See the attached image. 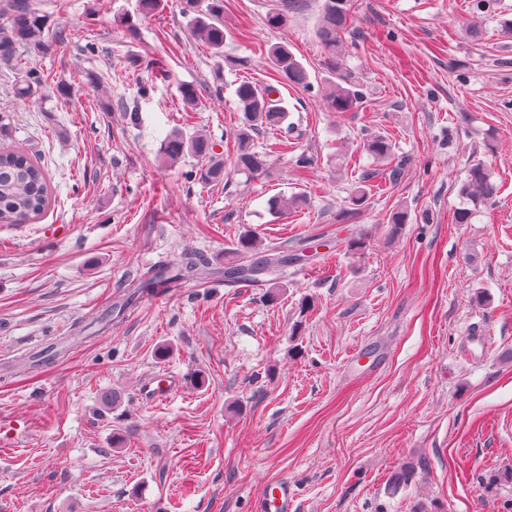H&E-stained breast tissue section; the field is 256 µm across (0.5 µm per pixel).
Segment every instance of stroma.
I'll use <instances>...</instances> for the list:
<instances>
[{
	"label": "stroma",
	"instance_id": "35a3bbf8",
	"mask_svg": "<svg viewBox=\"0 0 512 512\" xmlns=\"http://www.w3.org/2000/svg\"><path fill=\"white\" fill-rule=\"evenodd\" d=\"M38 3L54 51L0 66V144L40 156L51 187L40 216L0 224V427L13 428L0 512H264L281 481L293 512H512V33L500 27L512 0L484 13L471 0H349L338 56L366 98L342 115L321 91L324 0L279 29L266 24L276 0H224L220 54L181 0L150 15L138 0ZM278 44L307 86L272 67ZM31 69L42 97L16 96ZM243 80L276 86L288 111L253 132L267 155L253 177L232 164ZM176 128L215 142L223 180L189 178L191 155L164 162ZM374 134L402 173L372 189L365 249H307L271 303L264 287L225 284L224 250L244 232L284 249L320 225L349 235L336 216L375 165L363 151ZM340 149L359 167H338ZM475 163L496 190L458 224ZM298 193L302 208L269 213L271 196ZM52 224L70 230L53 238ZM185 250L214 275L89 330L129 274ZM158 376L179 392L147 399ZM111 390L120 399L103 406ZM406 465L412 483L393 488Z\"/></svg>",
	"mask_w": 512,
	"mask_h": 512
}]
</instances>
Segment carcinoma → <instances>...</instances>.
Masks as SVG:
<instances>
[{
	"mask_svg": "<svg viewBox=\"0 0 512 512\" xmlns=\"http://www.w3.org/2000/svg\"><path fill=\"white\" fill-rule=\"evenodd\" d=\"M298 0H279L267 15V26L278 29L288 24V15ZM183 13L193 15V32L212 49L224 51V0H183ZM0 64H13L18 54L34 51L48 54L54 50L55 42L46 36L47 19L40 14L33 0H0ZM348 24L346 0H326L318 27V36L327 51L329 78L324 80L323 94L334 112H350L363 104L364 93L360 85L340 74L336 47ZM273 68L286 80L303 85L308 83V74L303 64L286 45H277L270 52ZM40 81L33 73H26L17 86V94L24 98L38 92ZM277 90L242 82L236 88L240 111L244 114L243 127L236 134L239 152L234 165L237 170L249 175L257 173L265 165L260 154L250 150L248 131L268 126H278L286 118V110ZM215 144L203 135L185 136L179 130L169 132L161 141L159 151L170 162H176L190 153L201 162L194 176L208 181L222 176L221 168L210 164ZM364 150L381 166L388 165L393 155L390 139L375 135L366 141ZM494 193L490 174L480 163L470 166L461 182L459 195L477 205L491 198ZM371 191L367 186H358L350 195L348 207L339 213L340 222L353 224L369 205ZM49 199V185L44 169L25 149L6 148L0 151V224H22L40 215ZM304 204L301 196L276 195L268 200V208L274 214L297 209ZM301 255L288 257L282 251L265 249L252 233L241 235L233 248L224 252V279L227 282L268 283L288 274V267ZM209 261L199 251L182 252L171 262L149 267L140 273L131 284L126 303H131L144 292L166 289L179 280L204 279L208 275Z\"/></svg>",
	"mask_w": 512,
	"mask_h": 512,
	"instance_id": "1",
	"label": "carcinoma"
}]
</instances>
